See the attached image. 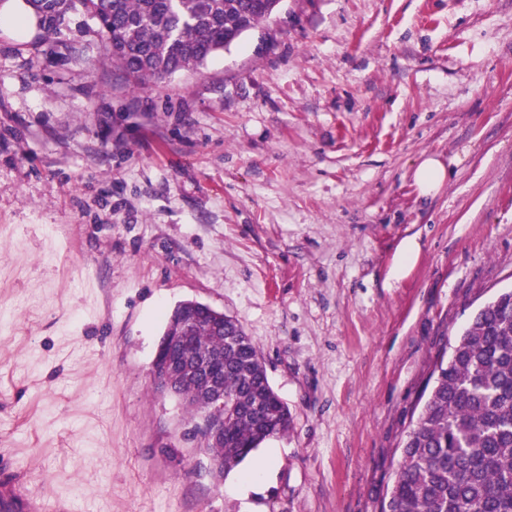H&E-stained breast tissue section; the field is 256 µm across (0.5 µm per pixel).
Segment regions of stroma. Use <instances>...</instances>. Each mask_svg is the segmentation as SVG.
Wrapping results in <instances>:
<instances>
[{"label":"stroma","instance_id":"obj_1","mask_svg":"<svg viewBox=\"0 0 512 512\" xmlns=\"http://www.w3.org/2000/svg\"><path fill=\"white\" fill-rule=\"evenodd\" d=\"M425 155L451 173L429 197ZM505 288L512 0H282L146 87L83 8L48 39L0 0V454L46 500L379 512L437 357ZM186 300L293 416L219 481L150 373Z\"/></svg>","mask_w":512,"mask_h":512}]
</instances>
